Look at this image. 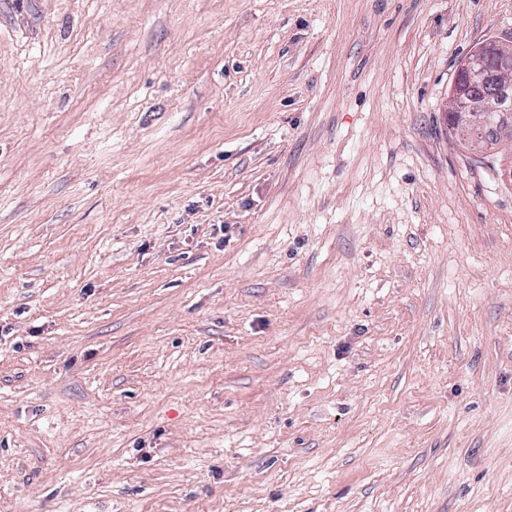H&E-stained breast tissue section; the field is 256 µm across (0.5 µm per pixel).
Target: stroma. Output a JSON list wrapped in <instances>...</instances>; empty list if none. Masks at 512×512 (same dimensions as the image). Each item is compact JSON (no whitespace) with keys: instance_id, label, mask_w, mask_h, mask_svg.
<instances>
[{"instance_id":"1","label":"stroma","mask_w":512,"mask_h":512,"mask_svg":"<svg viewBox=\"0 0 512 512\" xmlns=\"http://www.w3.org/2000/svg\"><path fill=\"white\" fill-rule=\"evenodd\" d=\"M512 0H0V512H512V179L452 142Z\"/></svg>"}]
</instances>
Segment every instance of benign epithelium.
I'll return each mask as SVG.
<instances>
[{
	"label": "benign epithelium",
	"instance_id": "benign-epithelium-1",
	"mask_svg": "<svg viewBox=\"0 0 512 512\" xmlns=\"http://www.w3.org/2000/svg\"><path fill=\"white\" fill-rule=\"evenodd\" d=\"M511 53L512 41L492 39L465 58L445 114L452 133L479 145L483 128L490 122L502 134L512 132V69L494 65Z\"/></svg>",
	"mask_w": 512,
	"mask_h": 512
}]
</instances>
